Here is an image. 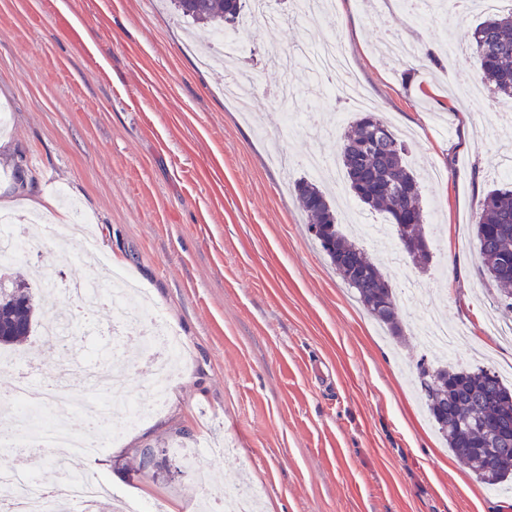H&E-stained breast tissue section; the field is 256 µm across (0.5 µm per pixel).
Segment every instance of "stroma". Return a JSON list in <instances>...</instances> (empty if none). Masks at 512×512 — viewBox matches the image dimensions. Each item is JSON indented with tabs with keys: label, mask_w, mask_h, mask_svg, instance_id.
I'll return each instance as SVG.
<instances>
[{
	"label": "stroma",
	"mask_w": 512,
	"mask_h": 512,
	"mask_svg": "<svg viewBox=\"0 0 512 512\" xmlns=\"http://www.w3.org/2000/svg\"><path fill=\"white\" fill-rule=\"evenodd\" d=\"M273 6L283 24L244 39L238 68L257 101L242 112L224 92L228 71L201 63L208 27L190 25L172 0H0V108L11 115L0 133V210L47 201L57 224L71 199L92 218L49 243L40 222L22 224L30 249L13 270L51 280L45 318L69 316L79 333L59 347L35 338L11 351L0 390L30 365L48 379L61 348L111 349L115 308L82 314L65 289L121 270L186 353L164 409L73 467L167 512H203L205 499L247 476L262 488L263 512H512V496L477 481L438 435L414 374L418 359L444 361L413 334L430 314L470 337L450 365H512V345L487 329L497 290L479 274L474 230L479 200L512 155V99L460 92L479 80L465 39L484 13L435 8L416 21L396 0H331L328 18L311 20L291 0ZM389 32L437 64L387 60ZM331 36L422 182L429 264L414 266L398 247L376 256L395 290L407 276L420 284L416 300L397 301L399 338L336 274L292 190L311 176L303 155H335L356 113L325 105L307 129L283 130L282 112L305 111L318 85L312 68L284 75L270 57L312 53ZM87 237L109 266L86 263ZM125 363L109 395L118 405L152 378L138 343L126 344ZM227 442L234 454L220 455ZM138 448L158 449L157 466L141 469Z\"/></svg>",
	"instance_id": "35a3bbf8"
}]
</instances>
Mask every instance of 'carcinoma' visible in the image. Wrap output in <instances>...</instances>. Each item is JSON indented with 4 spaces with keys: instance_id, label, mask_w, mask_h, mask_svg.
<instances>
[{
    "instance_id": "cac0c4a2",
    "label": "carcinoma",
    "mask_w": 512,
    "mask_h": 512,
    "mask_svg": "<svg viewBox=\"0 0 512 512\" xmlns=\"http://www.w3.org/2000/svg\"><path fill=\"white\" fill-rule=\"evenodd\" d=\"M186 18L209 25L211 33L236 25L240 0H175ZM480 81L491 91L512 98V10L490 13L471 34ZM406 142L372 112L355 119L343 137L340 160L349 191L363 204L379 208L397 239H424L421 183L405 163ZM301 210L337 274L352 288L370 317L391 335H403L397 318L395 289L357 240L341 229L336 209L320 187L308 180L295 185ZM413 211L414 224H399ZM478 256L485 277L499 290L497 309L512 318V181L490 190L476 211ZM42 295L27 279L0 267V346L26 341L40 325ZM426 410L448 449L476 479L488 487L512 477V436L495 431L497 422L512 421V388L489 368L415 366Z\"/></svg>"
}]
</instances>
